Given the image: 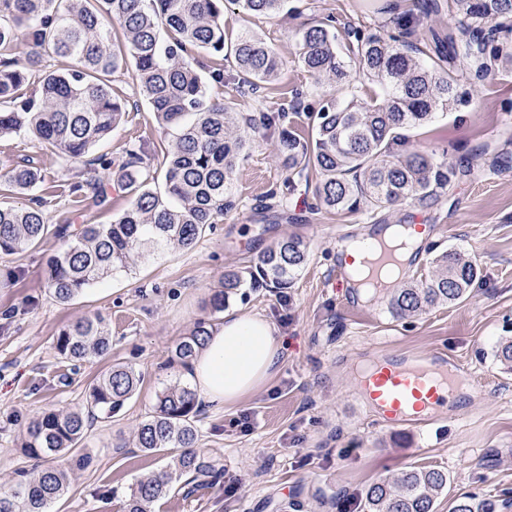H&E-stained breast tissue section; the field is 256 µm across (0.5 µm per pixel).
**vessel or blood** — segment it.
I'll use <instances>...</instances> for the list:
<instances>
[{
    "instance_id": "1",
    "label": "vessel or blood",
    "mask_w": 512,
    "mask_h": 512,
    "mask_svg": "<svg viewBox=\"0 0 512 512\" xmlns=\"http://www.w3.org/2000/svg\"><path fill=\"white\" fill-rule=\"evenodd\" d=\"M457 366L440 354L417 358L405 353L380 359L355 392L377 413L381 424L415 428L439 419V410L464 383Z\"/></svg>"
}]
</instances>
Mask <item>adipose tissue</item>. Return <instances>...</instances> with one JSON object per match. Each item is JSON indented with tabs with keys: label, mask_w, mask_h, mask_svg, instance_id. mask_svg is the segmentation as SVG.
<instances>
[{
	"label": "adipose tissue",
	"mask_w": 512,
	"mask_h": 512,
	"mask_svg": "<svg viewBox=\"0 0 512 512\" xmlns=\"http://www.w3.org/2000/svg\"><path fill=\"white\" fill-rule=\"evenodd\" d=\"M283 338L266 317H225L211 330L190 369L200 399L232 406L258 391L279 369Z\"/></svg>",
	"instance_id": "obj_1"
}]
</instances>
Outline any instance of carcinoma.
Returning a JSON list of instances; mask_svg holds the SVG:
<instances>
[{"label": "carcinoma", "mask_w": 512, "mask_h": 512, "mask_svg": "<svg viewBox=\"0 0 512 512\" xmlns=\"http://www.w3.org/2000/svg\"><path fill=\"white\" fill-rule=\"evenodd\" d=\"M227 3L253 18L288 12V0H0V101L9 103V109L0 110V137L23 133L54 149L65 166L87 165V177L71 185L73 193L90 190L99 202H107L99 171L110 169L112 160L89 154L125 112L109 78L128 62L135 65L139 93L157 123L176 132L165 159L166 196L151 186L155 177L144 146H130L119 164L129 195L122 214L110 224L81 225L68 247L49 259L46 286L58 302L68 303L113 271L155 259L169 248H192L234 208L229 193L233 173L249 145L271 129L278 132L276 156L288 176L314 170L315 199L329 211H377L407 202L436 205L457 175L455 166L445 155L397 151L395 146L407 142L404 132L448 111L459 81L455 62H466L478 79L487 76L488 58L504 57L494 46L498 34L512 33V0H421L423 15L446 10L458 26L433 31L426 42L417 37L420 19L412 13L374 32L349 24L343 56L333 16L313 19L295 33L304 71L318 83L348 86L350 61L380 86L381 95L341 99L332 94L316 108L304 106L311 127L306 137L285 124L286 102L273 103L257 121L236 110L239 100L270 89L286 61L248 27L226 42ZM164 25L173 33L168 41L160 38ZM22 44L28 51L20 50ZM196 51L232 58V72L226 75L221 64L196 60ZM52 55L70 57L75 66L63 73L48 71L44 61ZM212 82L225 86L224 102L209 96ZM39 181L38 168L25 158L0 175V191L24 195ZM46 205L39 196L21 207L0 205V254H19L44 240ZM307 258L302 239L282 238L257 257L249 277L224 272L223 290L212 297V309L224 311L225 300L248 282L290 287ZM479 277L475 262L445 250L434 258L430 274L390 295L388 310L406 319L454 305ZM207 335L208 324L198 322L176 345L171 360L189 367ZM55 348L70 361L107 355L111 341L104 317L95 313L63 328ZM140 380L133 368L112 366L91 386L87 410L48 411L29 423L25 455L50 461L65 457L83 440L95 412L120 409ZM196 415V393L190 387L176 382L157 395L137 429L136 445L148 453L168 452L170 463L135 484L123 512H153L178 482L188 495L198 479L213 476V467L195 450ZM71 481L70 468L47 465L1 487L0 512H51ZM448 482L441 469L407 467L392 480L369 485L364 508L434 512ZM502 507L491 496L464 493L453 500L451 512H499Z\"/></svg>", "instance_id": "1"}]
</instances>
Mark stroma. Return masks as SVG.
<instances>
[{"mask_svg":"<svg viewBox=\"0 0 512 512\" xmlns=\"http://www.w3.org/2000/svg\"><path fill=\"white\" fill-rule=\"evenodd\" d=\"M289 6L288 13L248 20L224 10L226 35L251 27L287 60L267 92L272 102L298 91L315 102L325 93L293 62L295 32L303 23L331 14L337 28L374 29L390 16L370 12L365 0H290ZM111 85L126 113L94 155L117 163L129 145L140 143L155 177L164 178L173 131L156 123L135 70L113 75ZM412 146L447 153L460 171L438 205L339 215L318 208L313 181L289 177L273 137L260 138L234 173V209L195 247L118 270L62 304L45 284L48 258L67 247L82 222L112 223L127 194L110 181V205H97L93 193H71L77 172L53 150L28 136L0 139V166L33 157L41 174L33 193L48 201L49 227L38 248L0 255V483L33 472L35 462L21 448L32 419L49 409L85 408L93 383L123 363L141 375L137 392L119 412L96 415L70 454V490L54 505V512H121L136 481L170 461L164 452H142L135 435L165 386L190 382L187 370L170 365L172 349L198 321L217 325L238 312L270 319L288 342L286 359L237 405L199 403L196 450L219 480L188 497L171 489L154 512H340L343 500L409 466L447 471L450 484L436 512H448L462 493L512 494V371L494 357L499 342L512 337V169L493 166L498 154L512 155V63L484 80L462 78L451 110L419 128ZM370 224L427 225L422 271L430 270L437 252L455 249L477 262L481 278L462 302L413 319L394 318L382 297L348 306L331 278L336 240L362 235ZM286 236L302 238L309 250L291 288L246 287L223 311H212L210 299L221 290L225 270L249 269ZM93 313L107 320L109 356L62 359L55 348L60 330ZM394 352L443 354L470 373L478 391L458 394L436 423L414 430L381 425L351 394L355 367Z\"/></svg>","mask_w":512,"mask_h":512,"instance_id":"obj_1","label":"stroma"}]
</instances>
